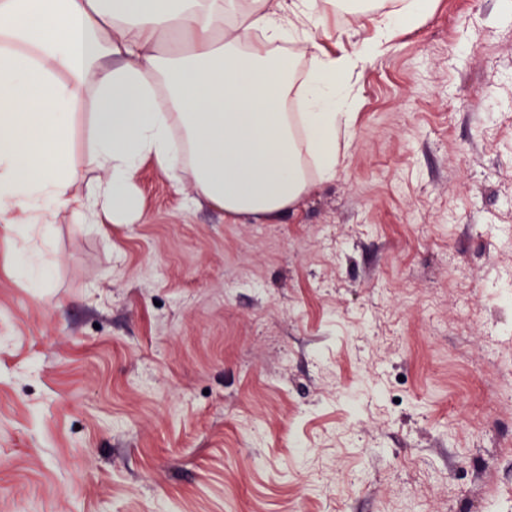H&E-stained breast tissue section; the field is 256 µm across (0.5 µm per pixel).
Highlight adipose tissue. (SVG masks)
<instances>
[{"label": "adipose tissue", "mask_w": 512, "mask_h": 512, "mask_svg": "<svg viewBox=\"0 0 512 512\" xmlns=\"http://www.w3.org/2000/svg\"><path fill=\"white\" fill-rule=\"evenodd\" d=\"M431 7L401 0L373 42L336 57L315 39L317 0H0V223L42 241L17 253L18 273L47 283L59 212L77 224L137 219L147 160L189 167L199 197L227 215L275 220L306 190L307 169L335 177L359 67ZM172 35L175 50L161 42ZM292 45L308 61L300 75L283 64ZM84 104L90 143L79 149Z\"/></svg>", "instance_id": "obj_1"}]
</instances>
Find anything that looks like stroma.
Segmentation results:
<instances>
[{"label":"stroma","mask_w":512,"mask_h":512,"mask_svg":"<svg viewBox=\"0 0 512 512\" xmlns=\"http://www.w3.org/2000/svg\"><path fill=\"white\" fill-rule=\"evenodd\" d=\"M319 2L331 55L391 8ZM353 94L275 221L147 161L46 288L0 231V512H512V0H433Z\"/></svg>","instance_id":"35a3bbf8"}]
</instances>
